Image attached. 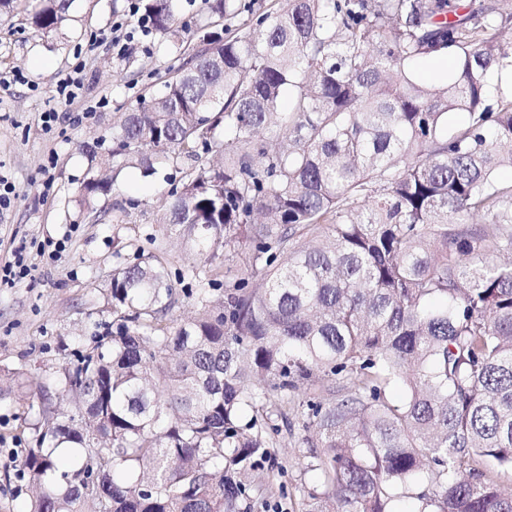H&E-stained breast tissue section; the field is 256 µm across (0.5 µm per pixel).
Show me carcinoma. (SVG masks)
<instances>
[{
	"label": "carcinoma",
	"mask_w": 512,
	"mask_h": 512,
	"mask_svg": "<svg viewBox=\"0 0 512 512\" xmlns=\"http://www.w3.org/2000/svg\"><path fill=\"white\" fill-rule=\"evenodd\" d=\"M72 3L28 20L56 32ZM206 3L192 43L175 0H143L182 63L78 199L193 162L162 231L203 257L176 273L198 314L174 320L161 256L115 269L112 328L63 372L77 411L21 382L41 397L17 473L30 512H253L295 408L326 488L309 512H395L424 472L419 512H512L475 467L512 469V90L486 91L512 70V0ZM445 55L446 82L412 77ZM244 241L247 267L221 279Z\"/></svg>",
	"instance_id": "cac0c4a2"
}]
</instances>
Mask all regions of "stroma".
<instances>
[{
  "label": "stroma",
  "mask_w": 512,
  "mask_h": 512,
  "mask_svg": "<svg viewBox=\"0 0 512 512\" xmlns=\"http://www.w3.org/2000/svg\"><path fill=\"white\" fill-rule=\"evenodd\" d=\"M127 9L128 0H74V22L62 35L0 15V78L11 81L9 89H0V174L15 188L10 206L0 208V265L21 246L33 268L31 277L0 286V512H29L32 496L17 469L34 445L40 400L19 389V382L49 379L53 404L69 409L62 370L111 324L113 271L157 250L173 270L199 259L178 236L160 233L167 182L179 176L175 169L148 178L122 171L119 188L95 198L92 208L77 203L91 155L111 148L122 112L159 91L178 65L156 35L149 46L135 42L124 56L116 55L109 34ZM79 64V97L55 100L58 79ZM89 107L92 117L82 119ZM49 108L60 115L51 133L39 120ZM51 155L56 164L50 168ZM48 179L54 186L46 196L42 184ZM64 236L69 242L57 258L41 254V242ZM306 436L298 417L280 434L279 471L255 512H306L312 496L322 493L319 472L306 467Z\"/></svg>",
  "instance_id": "stroma-1"
}]
</instances>
